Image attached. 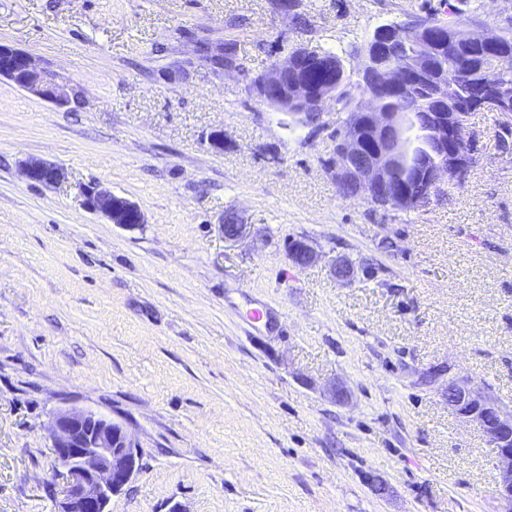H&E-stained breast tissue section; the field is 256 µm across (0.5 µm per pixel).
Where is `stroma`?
Masks as SVG:
<instances>
[{
	"mask_svg": "<svg viewBox=\"0 0 512 512\" xmlns=\"http://www.w3.org/2000/svg\"><path fill=\"white\" fill-rule=\"evenodd\" d=\"M448 2L512 31V0H298V22L282 0H0V43L80 98L0 79V512H56L61 408L140 448L110 512H503L486 438L446 398L453 375L512 407V155L492 113L471 119L464 184L386 213L329 172L344 113L291 123L202 51L232 45L253 76L297 48L355 72L376 27ZM28 158L64 180L30 182ZM94 185L144 224L88 210ZM295 240L313 265L289 262Z\"/></svg>",
	"mask_w": 512,
	"mask_h": 512,
	"instance_id": "stroma-1",
	"label": "stroma"
}]
</instances>
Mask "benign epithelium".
<instances>
[{"mask_svg": "<svg viewBox=\"0 0 512 512\" xmlns=\"http://www.w3.org/2000/svg\"><path fill=\"white\" fill-rule=\"evenodd\" d=\"M472 46L481 56L496 63L507 54L508 37L478 31L465 32L458 25L448 36L437 34L429 25H413L401 33L393 27L377 29L370 37L363 68L355 82H341L349 99L345 127L331 134L333 157L329 170L336 186L349 198L365 196L385 212L401 211L411 204L422 208L437 197V190L447 181L463 183L479 162L478 138L471 126V115L495 109L500 112L501 128H512V96L497 92L498 102L486 99L483 84L473 77L453 80L435 86L432 99L454 103L453 112H431L430 123L423 133L438 152L432 164L423 168L417 187L404 184L399 177L405 145L400 131L405 126L417 127L415 113L398 112L376 95L379 88L401 87L411 98L412 83L399 84L394 69V55L401 56L409 77L427 71L436 50L447 41ZM211 61L243 77L248 89L260 101L277 108L299 125L318 122L323 115L322 92L336 93V81L320 86L298 75L293 57L276 61L270 70L251 78L247 70L235 62ZM0 77L18 82L24 90L58 105L78 99L75 92L59 84L45 72L37 71L27 54L0 44ZM368 127L374 144L368 147L359 136ZM23 175L31 182L54 185L64 179L58 166L29 158L20 163ZM86 207L112 224L135 227L144 223L141 210L124 197L106 189L83 191ZM224 238L235 241L243 237L246 225L232 214L224 216ZM288 259L298 267H306L318 259L316 251L305 241L288 250ZM336 278L351 284L358 270L348 261L339 260L334 268ZM448 407L464 422L480 428L487 437L489 454L497 471L496 495L512 512V408L501 404L489 393L473 390L468 383L448 376ZM55 457L63 463L65 488L58 512H108L112 495L131 484L141 470L140 452L127 429L92 410L60 409L52 415L49 426Z\"/></svg>", "mask_w": 512, "mask_h": 512, "instance_id": "1", "label": "benign epithelium"}]
</instances>
